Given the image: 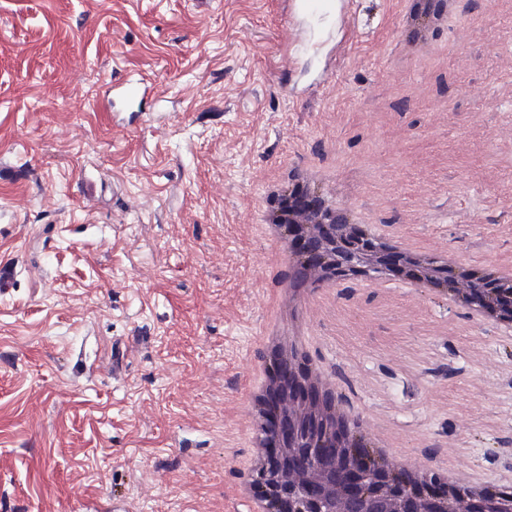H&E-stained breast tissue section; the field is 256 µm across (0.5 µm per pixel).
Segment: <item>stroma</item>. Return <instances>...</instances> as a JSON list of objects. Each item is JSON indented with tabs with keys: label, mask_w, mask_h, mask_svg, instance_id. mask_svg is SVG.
<instances>
[{
	"label": "stroma",
	"mask_w": 512,
	"mask_h": 512,
	"mask_svg": "<svg viewBox=\"0 0 512 512\" xmlns=\"http://www.w3.org/2000/svg\"><path fill=\"white\" fill-rule=\"evenodd\" d=\"M356 0L329 57L282 0H0V512H246L242 403L287 269L267 188L312 168L380 235L512 262V0ZM144 79L140 111L112 86ZM304 349L407 461L512 486V334L349 275Z\"/></svg>",
	"instance_id": "obj_1"
}]
</instances>
